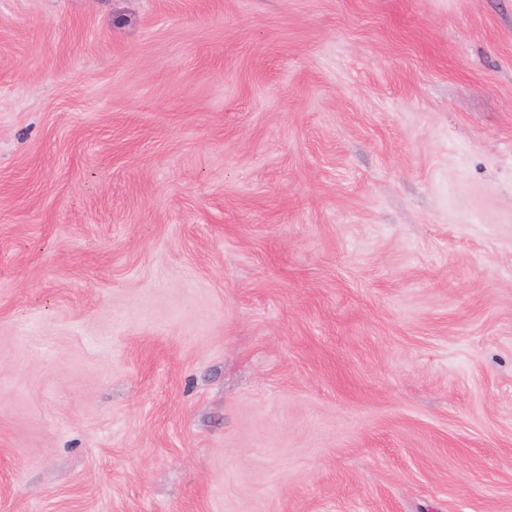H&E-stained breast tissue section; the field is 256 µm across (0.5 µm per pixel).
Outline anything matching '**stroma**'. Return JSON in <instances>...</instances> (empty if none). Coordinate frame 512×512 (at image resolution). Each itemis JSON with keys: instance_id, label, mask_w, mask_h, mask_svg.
<instances>
[{"instance_id": "stroma-1", "label": "stroma", "mask_w": 512, "mask_h": 512, "mask_svg": "<svg viewBox=\"0 0 512 512\" xmlns=\"http://www.w3.org/2000/svg\"><path fill=\"white\" fill-rule=\"evenodd\" d=\"M0 512H512V0H0Z\"/></svg>"}]
</instances>
